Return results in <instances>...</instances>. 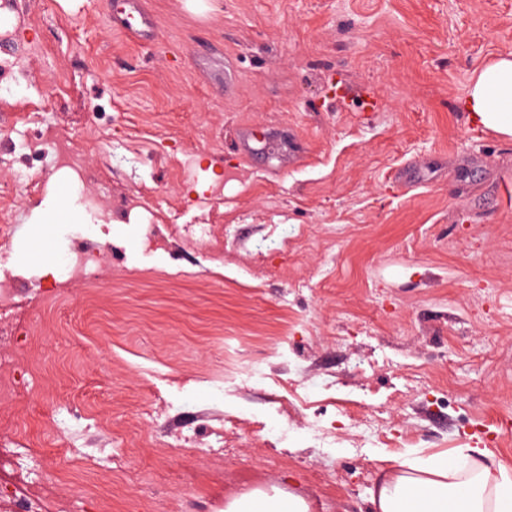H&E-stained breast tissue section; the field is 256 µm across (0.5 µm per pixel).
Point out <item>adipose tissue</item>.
I'll list each match as a JSON object with an SVG mask.
<instances>
[{
  "label": "adipose tissue",
  "mask_w": 512,
  "mask_h": 512,
  "mask_svg": "<svg viewBox=\"0 0 512 512\" xmlns=\"http://www.w3.org/2000/svg\"><path fill=\"white\" fill-rule=\"evenodd\" d=\"M468 122L512 138V54L476 66L461 98ZM373 512H512V471L468 443L452 454L407 452L370 492ZM224 512H309L291 491L257 490Z\"/></svg>",
  "instance_id": "ef3b65f1"
}]
</instances>
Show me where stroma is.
Returning <instances> with one entry per match:
<instances>
[{"label":"stroma","mask_w":512,"mask_h":512,"mask_svg":"<svg viewBox=\"0 0 512 512\" xmlns=\"http://www.w3.org/2000/svg\"><path fill=\"white\" fill-rule=\"evenodd\" d=\"M156 25L126 40L110 0H14V78L0 98L24 116L78 134L107 179L89 186L152 197L156 223L175 228L223 214L236 239L222 262L177 249L143 251L144 211L104 226L135 273L64 286L45 317L49 338L22 398L43 448L63 441L73 410L90 424L106 409L125 423L139 383L179 394L191 422L215 406L203 378L235 362L265 361L320 399L326 383L358 405L336 429L380 415L393 438L311 448L256 445L264 429L302 427L270 417L272 386L244 384L243 422L224 455L159 448L164 420H140L112 453V512H140L139 483L184 486L178 512H211L253 489L288 488L311 512H370L389 459L452 452L462 436L486 443L512 470V139L471 126L459 107L474 68L512 54V0H144ZM249 131V153L238 147ZM218 178L208 182V168ZM19 237L38 196L18 169ZM341 225L326 251L284 248L307 226ZM306 288L292 293L289 279ZM300 357L281 363L294 337ZM447 394V407L425 399ZM87 462L49 477L48 512H86Z\"/></svg>","instance_id":"obj_1"}]
</instances>
